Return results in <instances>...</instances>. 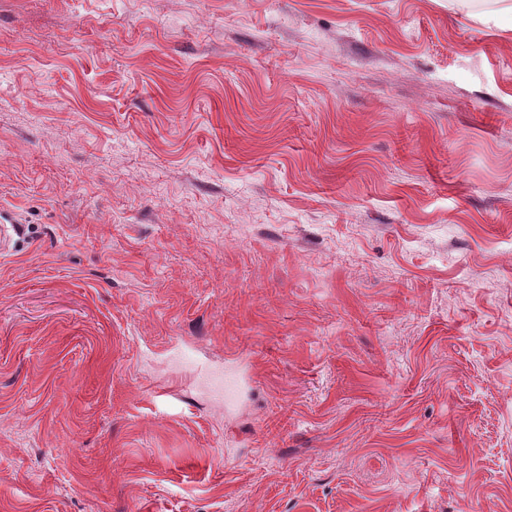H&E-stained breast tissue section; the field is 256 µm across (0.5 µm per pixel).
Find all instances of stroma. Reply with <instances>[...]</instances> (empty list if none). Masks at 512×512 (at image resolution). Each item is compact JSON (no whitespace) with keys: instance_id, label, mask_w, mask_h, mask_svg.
Listing matches in <instances>:
<instances>
[{"instance_id":"obj_1","label":"stroma","mask_w":512,"mask_h":512,"mask_svg":"<svg viewBox=\"0 0 512 512\" xmlns=\"http://www.w3.org/2000/svg\"><path fill=\"white\" fill-rule=\"evenodd\" d=\"M496 8L0 0V512H512Z\"/></svg>"}]
</instances>
